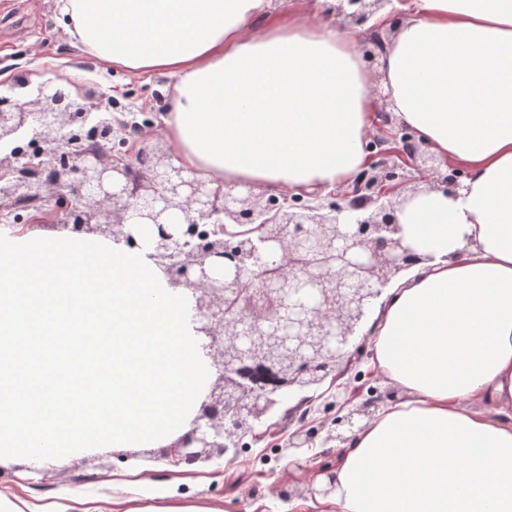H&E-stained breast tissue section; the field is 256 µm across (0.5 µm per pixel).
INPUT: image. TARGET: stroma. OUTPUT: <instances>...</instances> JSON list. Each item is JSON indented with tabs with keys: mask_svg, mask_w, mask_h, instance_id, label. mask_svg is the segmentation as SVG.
<instances>
[{
	"mask_svg": "<svg viewBox=\"0 0 512 512\" xmlns=\"http://www.w3.org/2000/svg\"><path fill=\"white\" fill-rule=\"evenodd\" d=\"M19 72L35 84L54 80L74 94L108 92L118 118L151 115L140 146L167 149L163 113L174 77L102 67L58 26L54 0H0V83ZM284 444V433L274 432L234 463L214 458L183 471L174 470L166 448L88 449L71 454L61 467L48 460L0 458V492L30 506L63 503L71 512H78L83 498L112 495L140 506L204 502L223 512H301L297 501L269 492L274 483L315 472L313 464L288 458Z\"/></svg>",
	"mask_w": 512,
	"mask_h": 512,
	"instance_id": "obj_1",
	"label": "stroma"
}]
</instances>
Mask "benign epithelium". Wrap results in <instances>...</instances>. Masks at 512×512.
<instances>
[{"mask_svg": "<svg viewBox=\"0 0 512 512\" xmlns=\"http://www.w3.org/2000/svg\"><path fill=\"white\" fill-rule=\"evenodd\" d=\"M336 14L364 23L392 0H338ZM386 41L378 25L363 44L375 62ZM106 93L62 100L50 85L12 83L0 92V224L24 232L61 224L137 245L138 223L155 228L150 258L174 287L196 299V331L209 339L219 369L192 427L171 445L173 463L236 458L244 439L271 433L273 414L299 399L313 416L288 434L285 450L320 452L316 485L272 491L285 501L328 498L335 488L333 448L353 434L393 392L338 383L342 365L366 356L362 328L386 287L415 264L432 260L401 235L397 214L407 196L394 195L395 170L438 174L448 195L457 176L399 128L383 131L381 154L393 161L366 171L355 197L325 205L320 192L296 205L232 193L223 184L184 174L167 152L138 149L150 162L112 153L128 122L112 116ZM347 415L337 416L345 408Z\"/></svg>", "mask_w": 512, "mask_h": 512, "instance_id": "1", "label": "benign epithelium"}]
</instances>
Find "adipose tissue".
Returning a JSON list of instances; mask_svg holds the SVG:
<instances>
[{
  "label": "adipose tissue",
  "mask_w": 512,
  "mask_h": 512,
  "mask_svg": "<svg viewBox=\"0 0 512 512\" xmlns=\"http://www.w3.org/2000/svg\"><path fill=\"white\" fill-rule=\"evenodd\" d=\"M101 63L176 79L179 164L225 190L299 193L367 166L375 84L451 166L398 214L426 254L386 289L369 366L397 398L346 443L327 512H512V0H403L379 76L354 32L272 0H56Z\"/></svg>",
  "instance_id": "adipose-tissue-1"
}]
</instances>
